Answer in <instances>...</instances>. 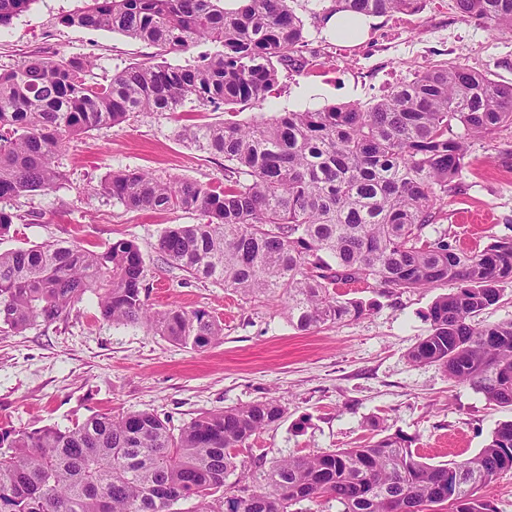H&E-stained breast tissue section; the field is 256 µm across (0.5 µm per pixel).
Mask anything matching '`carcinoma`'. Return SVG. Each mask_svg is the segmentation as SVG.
<instances>
[{"label": "carcinoma", "mask_w": 512, "mask_h": 512, "mask_svg": "<svg viewBox=\"0 0 512 512\" xmlns=\"http://www.w3.org/2000/svg\"><path fill=\"white\" fill-rule=\"evenodd\" d=\"M85 0L59 24L106 30L157 48L104 83L91 59L31 56L0 69V237L17 218L8 203L45 194L65 178L59 157L72 140L139 112L258 113L247 122L177 127L198 151L224 159V186L141 168L105 183L127 211H192L172 224L162 258L194 279L248 300L284 301L299 332L360 318L363 302L339 285L385 290L453 283L427 314L429 330L407 353L437 365L485 399L512 406V319L482 324L512 282V238L464 248L446 228L442 204L471 143L512 127V84L461 63L437 64L368 105L263 112L279 67L300 69L304 28L290 0ZM370 15L411 10L416 0H338ZM32 0H0V27ZM464 18L512 32V0H455ZM204 45L185 66L167 52ZM147 264L133 240L97 252L78 245L0 252V330L22 331L69 316L88 292L102 318L142 326L195 352L223 339L205 309H155ZM273 399L204 413L176 429L145 411L98 415L64 430L0 425V512H299L304 501L336 512H496L478 490L512 471V421L475 455L430 465L411 440L389 433L356 448L242 458L250 440L279 423ZM232 484L226 480L233 474Z\"/></svg>", "instance_id": "obj_1"}]
</instances>
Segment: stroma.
<instances>
[{"label": "stroma", "mask_w": 512, "mask_h": 512, "mask_svg": "<svg viewBox=\"0 0 512 512\" xmlns=\"http://www.w3.org/2000/svg\"><path fill=\"white\" fill-rule=\"evenodd\" d=\"M81 4L33 0L0 28V68L32 54L90 56L91 76L101 82L153 55V47L116 32L59 25L61 15ZM292 7L304 27L306 64L281 71L266 111L368 104L444 61L512 83V32L461 17L454 0H417L413 11L370 17L356 41L329 35L335 0H294ZM306 88L313 98L298 102ZM178 125L177 115L144 113L71 142L62 159L67 181L13 203L20 219L0 237V249L77 243L101 251L120 238L135 240L149 268L150 304L212 312L223 324L222 342L199 353L139 326L112 325L96 296L86 295L66 320L0 332V425L66 428L95 414L149 411L179 426L204 412L274 399L286 417L251 439L253 454L351 448L373 436L378 423L411 438L424 461L438 465L473 456L500 423L512 420V408L489 404L438 366L407 359L429 329L432 302L449 285L389 293L352 285L348 297L367 307L361 318L300 333L283 302L244 300L165 264L158 250L162 232L195 223V214L129 212L103 185L125 167L223 182V160L178 140ZM506 148L512 149V128L476 143L448 196L442 224L461 245L512 238V162L500 156ZM462 211L477 215V222L458 223Z\"/></svg>", "instance_id": "stroma-1"}]
</instances>
